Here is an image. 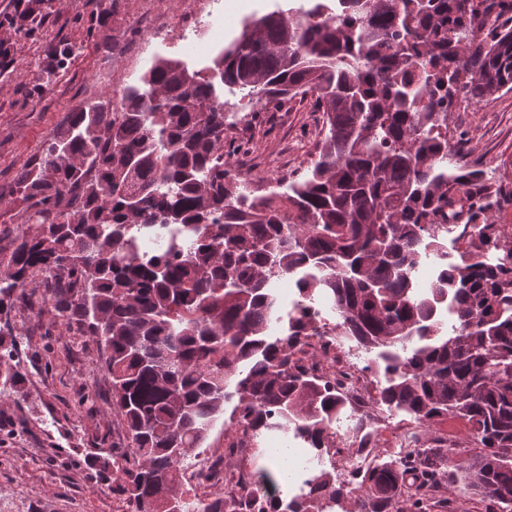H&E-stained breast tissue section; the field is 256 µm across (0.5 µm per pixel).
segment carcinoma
<instances>
[{
  "label": "carcinoma",
  "instance_id": "1",
  "mask_svg": "<svg viewBox=\"0 0 512 512\" xmlns=\"http://www.w3.org/2000/svg\"><path fill=\"white\" fill-rule=\"evenodd\" d=\"M41 0L0 13L28 33ZM492 31L479 38L486 26ZM311 94L324 136L302 175L260 196L227 170L234 104ZM512 91V0H313L246 25L208 67L159 59L141 84L69 113L22 166L13 191L28 229L0 247V312L14 293L45 288L62 325L93 336L125 429L112 492L130 512H329L352 491L330 464L299 492L249 471L250 496L185 497L183 472L232 405V425L257 438L283 429L330 455L349 400L298 354L333 335L376 353L375 402L422 431L448 415L485 448L458 461L459 485L512 512V256L485 172L448 167V112ZM463 245L448 252L443 228ZM157 235L161 247L139 252ZM434 266L415 287L417 270ZM298 299L284 310L275 282ZM0 354V379L24 375ZM433 444L418 459L361 475L352 512H404L398 487L430 481L454 460Z\"/></svg>",
  "mask_w": 512,
  "mask_h": 512
}]
</instances>
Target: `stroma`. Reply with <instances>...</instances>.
Masks as SVG:
<instances>
[{"label": "stroma", "instance_id": "obj_1", "mask_svg": "<svg viewBox=\"0 0 512 512\" xmlns=\"http://www.w3.org/2000/svg\"><path fill=\"white\" fill-rule=\"evenodd\" d=\"M303 0H116L106 24L90 20L99 0H45L35 34L11 29L19 67L0 82V246L20 229L11 203L23 164L80 104L139 84L160 58L197 69L242 33L246 23L288 12ZM322 116L313 97L281 109L239 112L230 161L237 181L264 194L268 177L292 179L315 159ZM454 162L484 169L500 195L491 213L512 225V92L448 114ZM42 291L19 293L0 327L17 331L13 362L21 385L0 386V512H127L111 479L91 468L124 445L111 409V377L94 337L63 327L39 309ZM435 440L470 459L481 450L462 419L437 421Z\"/></svg>", "mask_w": 512, "mask_h": 512}]
</instances>
